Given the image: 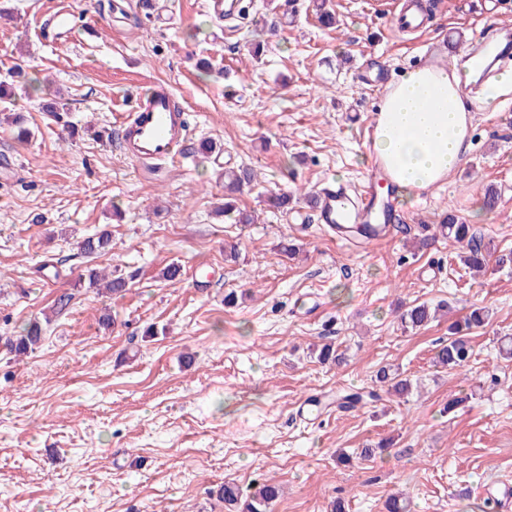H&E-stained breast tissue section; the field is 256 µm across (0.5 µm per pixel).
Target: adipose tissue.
Listing matches in <instances>:
<instances>
[{
  "mask_svg": "<svg viewBox=\"0 0 512 512\" xmlns=\"http://www.w3.org/2000/svg\"><path fill=\"white\" fill-rule=\"evenodd\" d=\"M470 127V103L457 68H415L387 86L373 150L409 197L457 167L470 146Z\"/></svg>",
  "mask_w": 512,
  "mask_h": 512,
  "instance_id": "1",
  "label": "adipose tissue"
}]
</instances>
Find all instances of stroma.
Returning a JSON list of instances; mask_svg holds the SVG:
<instances>
[{"instance_id": "obj_1", "label": "stroma", "mask_w": 512, "mask_h": 512, "mask_svg": "<svg viewBox=\"0 0 512 512\" xmlns=\"http://www.w3.org/2000/svg\"><path fill=\"white\" fill-rule=\"evenodd\" d=\"M244 0L221 20L204 0H0V337L48 318L35 353L0 347V512H224L216 490L270 480L272 512H386L404 493L412 512H486L474 491L512 482V269L471 275L460 247L436 236L444 217L512 252V87L472 95L470 148L445 181L402 202L409 234L358 248L316 224L308 195L327 179L360 187L373 150L364 126L405 72L454 63L478 35L512 30V0H432L425 27L395 30L388 7L329 0L320 25L300 0ZM72 33L45 34L58 6ZM170 88L209 154L144 168L118 148L114 125L137 90ZM63 98L67 109L43 111ZM252 168L238 194L253 224L224 203L227 168ZM501 193L480 210L486 185ZM291 195L285 211L269 192ZM112 251L79 242L100 228ZM300 252L287 256L280 241ZM180 264V282L159 277ZM134 270L123 297L79 286L84 270ZM72 293L52 315L55 297ZM238 301L225 306L224 296ZM448 301L418 331L399 305ZM490 321L461 370L434 349L470 306ZM114 323L103 328L100 319ZM154 335H147V328ZM333 344L341 366L311 350ZM383 366L412 380L407 396L343 412L336 395L374 388ZM463 397L455 412L448 401ZM320 399L323 416L300 418ZM389 448L369 460L361 448ZM352 455L341 463V454Z\"/></svg>"}]
</instances>
